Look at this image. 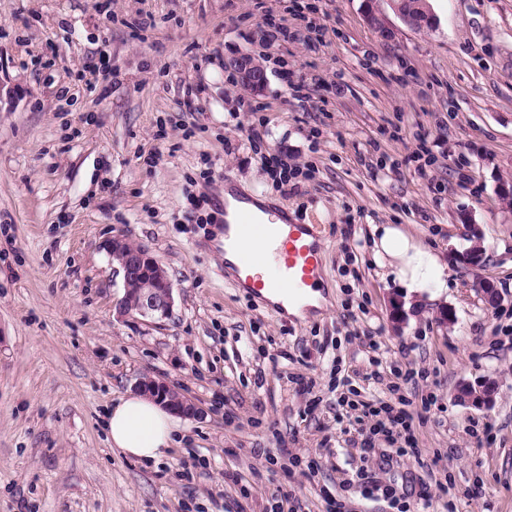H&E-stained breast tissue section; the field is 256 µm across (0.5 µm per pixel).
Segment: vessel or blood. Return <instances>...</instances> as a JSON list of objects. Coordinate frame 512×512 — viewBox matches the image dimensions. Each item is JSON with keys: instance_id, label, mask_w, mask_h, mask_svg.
<instances>
[{"instance_id": "b4317fda", "label": "vessel or blood", "mask_w": 512, "mask_h": 512, "mask_svg": "<svg viewBox=\"0 0 512 512\" xmlns=\"http://www.w3.org/2000/svg\"><path fill=\"white\" fill-rule=\"evenodd\" d=\"M269 220H261L249 208L242 207L235 215L216 210L215 223H232L239 244L265 241L274 244L278 254L276 273L267 279L254 273V261L249 252H241L239 263L232 269L237 287L257 298L278 294L296 301L316 290L323 277V244L317 228L289 220L284 212L269 207Z\"/></svg>"}]
</instances>
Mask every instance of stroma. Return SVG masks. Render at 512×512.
<instances>
[{
    "label": "stroma",
    "mask_w": 512,
    "mask_h": 512,
    "mask_svg": "<svg viewBox=\"0 0 512 512\" xmlns=\"http://www.w3.org/2000/svg\"><path fill=\"white\" fill-rule=\"evenodd\" d=\"M429 5L433 26L414 30L388 0H0V512H269L280 490L303 512L334 499L394 512L364 497L362 472L414 512H431L418 493L438 480L457 512H512V203L500 199L512 181V0ZM267 13L287 38L266 41ZM240 53L262 62L261 92L230 82L224 61ZM95 66L91 90L78 76ZM298 83L307 104L291 97ZM189 84L203 93L186 99ZM196 123L204 133L187 136ZM423 137L434 162L422 170L411 155ZM269 155L299 169L295 192L275 187ZM228 178L318 225L322 307L290 321L225 276L224 227L188 196ZM374 224L434 241L456 283L399 326L369 250ZM472 224L476 270L462 259ZM115 236L167 271L168 320H116L123 277L104 249ZM371 336L384 366L438 373L435 389L406 392L420 459L379 466L355 448L358 425L335 422L334 364L360 371L361 396L387 395L365 377ZM144 375L202 409L155 464L112 450L105 427ZM487 380L490 410L456 400L459 385ZM430 391L438 408L420 414ZM486 422L489 445L469 431ZM286 448L317 459L315 473L289 466Z\"/></svg>",
    "instance_id": "obj_1"
}]
</instances>
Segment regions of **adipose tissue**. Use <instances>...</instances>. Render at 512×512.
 I'll return each mask as SVG.
<instances>
[{"label": "adipose tissue", "instance_id": "adipose-tissue-1", "mask_svg": "<svg viewBox=\"0 0 512 512\" xmlns=\"http://www.w3.org/2000/svg\"><path fill=\"white\" fill-rule=\"evenodd\" d=\"M372 255L385 281L406 294L438 299L448 289V266L429 243L400 224H377ZM108 441L122 455L156 462L174 444L181 420L160 404L137 393L120 397L107 413Z\"/></svg>", "mask_w": 512, "mask_h": 512}]
</instances>
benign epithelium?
<instances>
[{"instance_id": "benign-epithelium-1", "label": "benign epithelium", "mask_w": 512, "mask_h": 512, "mask_svg": "<svg viewBox=\"0 0 512 512\" xmlns=\"http://www.w3.org/2000/svg\"><path fill=\"white\" fill-rule=\"evenodd\" d=\"M389 3L412 29L432 23L428 0H417L409 11L401 9L399 0H389ZM224 68L232 71L243 87L253 92L264 88L265 72L253 55L243 53L227 58L224 60ZM104 248L111 261L116 264V270L123 275L124 296L116 305V318H167L174 307L173 288L158 262L146 249L132 247L122 237L108 239ZM135 389L182 417L194 418L200 414V408L191 399L180 394L162 379L145 375L136 381ZM494 395L495 388L491 383L477 388L466 385L458 392L460 400L486 409L492 407Z\"/></svg>"}]
</instances>
